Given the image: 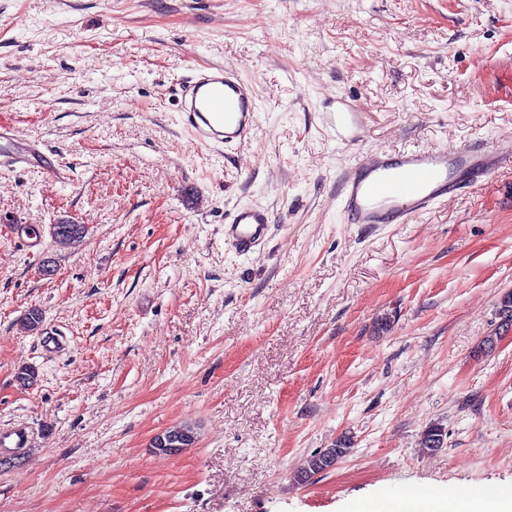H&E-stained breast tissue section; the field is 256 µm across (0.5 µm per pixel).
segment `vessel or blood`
<instances>
[{
  "label": "vessel or blood",
  "mask_w": 512,
  "mask_h": 512,
  "mask_svg": "<svg viewBox=\"0 0 512 512\" xmlns=\"http://www.w3.org/2000/svg\"><path fill=\"white\" fill-rule=\"evenodd\" d=\"M181 110L195 143L241 145L249 141L257 118L250 87L235 73L214 68L180 88ZM31 154L28 146L0 127V167L15 168ZM505 162L503 155L465 144L448 150L377 152L359 159L342 183V214L351 224H407L455 191L461 179L486 177ZM268 211L240 207L224 227L236 251L255 252L267 238Z\"/></svg>",
  "instance_id": "obj_1"
}]
</instances>
